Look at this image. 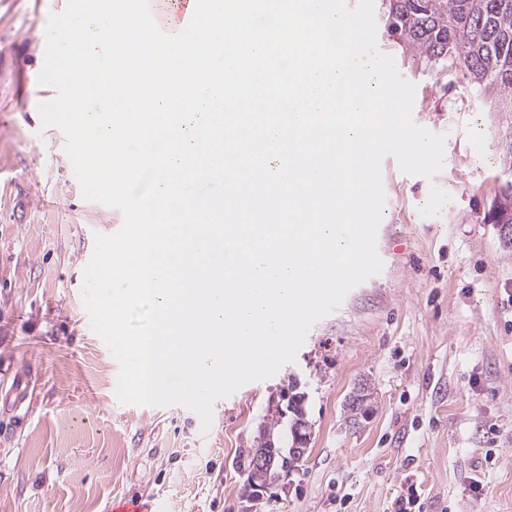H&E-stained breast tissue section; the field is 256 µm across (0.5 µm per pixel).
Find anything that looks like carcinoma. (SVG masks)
Masks as SVG:
<instances>
[{"instance_id":"obj_1","label":"carcinoma","mask_w":512,"mask_h":512,"mask_svg":"<svg viewBox=\"0 0 512 512\" xmlns=\"http://www.w3.org/2000/svg\"><path fill=\"white\" fill-rule=\"evenodd\" d=\"M385 37L425 65L460 73L498 111L512 112V0H383ZM492 224H512V186L487 213ZM283 413L259 430L257 446L271 438L292 444ZM300 457L284 456L272 468H249L246 488H265Z\"/></svg>"}]
</instances>
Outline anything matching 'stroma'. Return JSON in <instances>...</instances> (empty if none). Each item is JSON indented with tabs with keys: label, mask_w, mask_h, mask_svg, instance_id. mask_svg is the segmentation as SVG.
Segmentation results:
<instances>
[{
	"label": "stroma",
	"mask_w": 512,
	"mask_h": 512,
	"mask_svg": "<svg viewBox=\"0 0 512 512\" xmlns=\"http://www.w3.org/2000/svg\"><path fill=\"white\" fill-rule=\"evenodd\" d=\"M41 0H0V372L30 385L24 419L0 410V512H512V229L487 223L512 184V112L378 37L416 86L412 118L444 135L433 177L381 164L380 273L316 322L294 362L214 405L209 431L181 405L120 403L119 363L81 296L95 233L119 210L83 198L65 136L42 126ZM46 199L34 207L36 199ZM299 381L312 427L298 466L252 500L246 458ZM370 414L354 419L360 386ZM480 469L486 494L465 490Z\"/></svg>",
	"instance_id": "1"
}]
</instances>
